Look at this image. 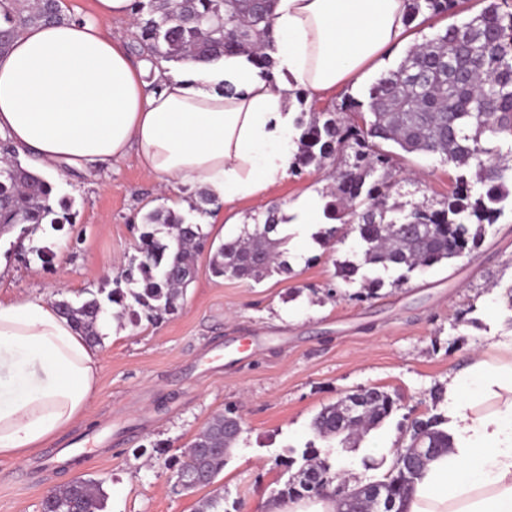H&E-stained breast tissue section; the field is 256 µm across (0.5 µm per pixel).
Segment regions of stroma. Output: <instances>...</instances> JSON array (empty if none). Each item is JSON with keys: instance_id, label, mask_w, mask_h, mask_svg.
<instances>
[{"instance_id": "obj_1", "label": "stroma", "mask_w": 512, "mask_h": 512, "mask_svg": "<svg viewBox=\"0 0 512 512\" xmlns=\"http://www.w3.org/2000/svg\"><path fill=\"white\" fill-rule=\"evenodd\" d=\"M483 5L458 0L452 15L411 22L406 43L390 48L358 88L311 98L312 109L367 102L371 84L397 67L410 44ZM455 175L439 157L409 156L396 167L392 198L437 206ZM324 179V171L309 167L265 197L231 206L217 201L190 218L220 242L240 227L215 223V216L253 222L303 194H321ZM52 180L56 197L71 203L72 222L33 233L34 243L52 253L47 265L18 250L19 229L0 234L1 299L42 294L80 302L110 290L136 254L146 215L179 198L195 201L199 192L160 190L133 154L95 177L59 173ZM320 230L322 241L307 236L283 253L290 274L258 282L215 277L204 252L175 314L113 318L111 334L96 347L100 374L85 412L45 447L0 458V512H42L47 493L80 476L102 481L104 512H196L211 488L180 491L171 464L228 408L244 426L218 483L239 512H255L259 494L287 480L285 459L300 457L310 442L325 451L310 429L322 407L370 387L397 395L398 410L358 447L337 450L330 460L357 483L380 479L402 425L428 411L444 413L434 395L449 375L512 332V302L502 291L512 283V216L488 229L473 257L425 271L382 272L371 298L361 296L360 282L335 275L337 263L361 259L354 230Z\"/></svg>"}]
</instances>
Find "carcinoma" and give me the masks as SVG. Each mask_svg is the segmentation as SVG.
Segmentation results:
<instances>
[{
    "instance_id": "1",
    "label": "carcinoma",
    "mask_w": 512,
    "mask_h": 512,
    "mask_svg": "<svg viewBox=\"0 0 512 512\" xmlns=\"http://www.w3.org/2000/svg\"><path fill=\"white\" fill-rule=\"evenodd\" d=\"M275 0H132L139 29L132 50L141 60L157 66L162 61L193 58L212 61L226 54L247 52L256 57L265 75L270 59L264 53L272 39ZM455 0H409V21L428 12L451 13ZM67 18L61 0H0V53L26 28L60 23ZM303 128L293 173L306 167L329 168L334 189L324 215L342 224H356L362 260L336 265V277L354 279L364 266L424 271L462 257H471L487 228L498 223L504 203L512 201V0H486L468 20L451 22L430 39L412 45L398 67L381 75L368 90L367 111L353 112L352 121L341 125L336 113L326 109L300 120ZM394 144L405 154L436 155L460 171L439 209L416 205L406 211L389 203L391 184L375 176L387 168L392 155L383 148ZM53 186L23 167L9 139L0 137V229L28 224L37 229L48 224L55 231L71 223L70 207L60 199L52 204ZM148 230L140 236L139 256L119 277L106 300L97 295L75 303L55 301L58 312L86 340L101 342L99 324L109 314H173L178 300L196 273L195 258L209 250V266L217 276L260 281L291 272L281 260V241L271 237L277 214L271 210L254 224L216 245L202 225L172 209L156 210L146 217ZM138 284L135 290L131 285ZM364 405L350 416L346 398L323 407L311 429L328 447L352 448L380 427L396 410L388 391L361 389ZM229 416L218 414L188 446L195 460V489L210 487L224 471L237 441L224 436ZM448 419L426 414L405 427L404 439L414 450L448 447L442 425ZM302 463L281 462L287 469L298 466L276 491L286 500L312 499L319 494L306 489L336 479V468L320 457L314 444L301 453ZM421 472L410 474L394 464L374 482L385 489L401 508ZM353 508L382 512L369 494L368 485L355 488ZM102 482L78 477L64 488L46 495L42 512H102Z\"/></svg>"
}]
</instances>
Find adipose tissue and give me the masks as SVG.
<instances>
[{"mask_svg": "<svg viewBox=\"0 0 512 512\" xmlns=\"http://www.w3.org/2000/svg\"><path fill=\"white\" fill-rule=\"evenodd\" d=\"M75 17L24 30L0 54V137L39 170L95 175L136 154L173 191L200 184L232 204L283 181L297 147L296 92L326 96L405 41L406 0H277L272 62L187 59L147 73L107 23L130 0H96ZM322 197L284 207L278 232L324 223ZM93 349L42 295L0 300V456L47 445L88 407ZM451 446L425 467L403 512H512V335L477 352L443 391Z\"/></svg>", "mask_w": 512, "mask_h": 512, "instance_id": "adipose-tissue-1", "label": "adipose tissue"}]
</instances>
